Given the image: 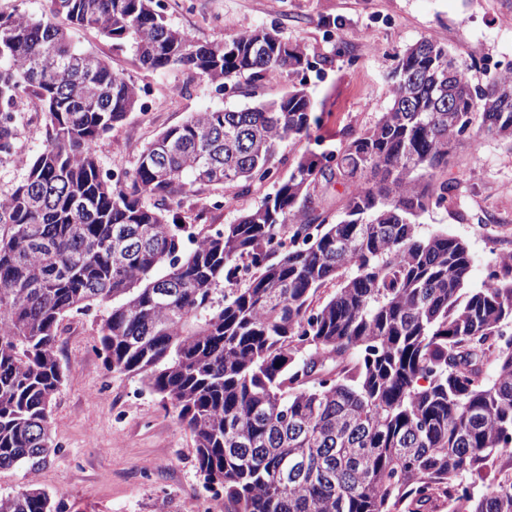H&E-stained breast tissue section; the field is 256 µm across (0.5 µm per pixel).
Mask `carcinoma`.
<instances>
[{
  "label": "carcinoma",
  "instance_id": "1",
  "mask_svg": "<svg viewBox=\"0 0 512 512\" xmlns=\"http://www.w3.org/2000/svg\"><path fill=\"white\" fill-rule=\"evenodd\" d=\"M59 15L145 68L182 66L219 87L310 67L274 28L201 43L158 0L0 12V161L24 171L0 193V468L31 473L56 451L57 339L71 313L104 304L106 361L171 404L204 487L223 478L224 512H512V253L472 288L467 242L420 223L452 196L440 172L461 142L489 134L512 148V68L473 91L445 46L407 47L373 125L300 157L255 207L201 234L171 222L169 202L196 184L268 179L277 147L320 124L304 82L191 114L114 181L95 145L139 88L78 48ZM24 98L45 116V144L15 160ZM335 185L347 196L331 222L315 199ZM0 512L65 510L26 486Z\"/></svg>",
  "mask_w": 512,
  "mask_h": 512
}]
</instances>
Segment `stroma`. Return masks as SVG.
<instances>
[{"label":"stroma","instance_id":"1","mask_svg":"<svg viewBox=\"0 0 512 512\" xmlns=\"http://www.w3.org/2000/svg\"><path fill=\"white\" fill-rule=\"evenodd\" d=\"M161 7L202 42H228L245 29L274 25L288 42L305 47L314 63L307 89L322 121L310 137L279 145L274 167L283 176L306 151L334 150L344 133L370 126L389 108L396 57L417 41L447 47L475 86L484 85L492 69L512 64V0H161ZM70 34L141 89L139 107L96 145L105 169L133 170L148 143L191 113L252 106L294 84L285 76L257 88L241 85L228 96L183 67L145 69L130 50L114 49L94 30L74 27ZM448 178L459 184L453 202L429 210L421 222L468 243L477 288L498 254L512 251V149L483 138L479 150L460 149ZM272 187L269 181L246 192L197 185L172 201L170 215L188 224L220 201L224 207L213 221L227 224ZM484 215L488 224H478ZM107 313L102 305L66 319L57 356L67 377L50 417L58 452L31 477L17 467L0 469V496L32 478L62 497L68 512H191L196 498L208 512H224L223 496L203 486L190 431L139 377L109 369L99 343Z\"/></svg>","mask_w":512,"mask_h":512}]
</instances>
